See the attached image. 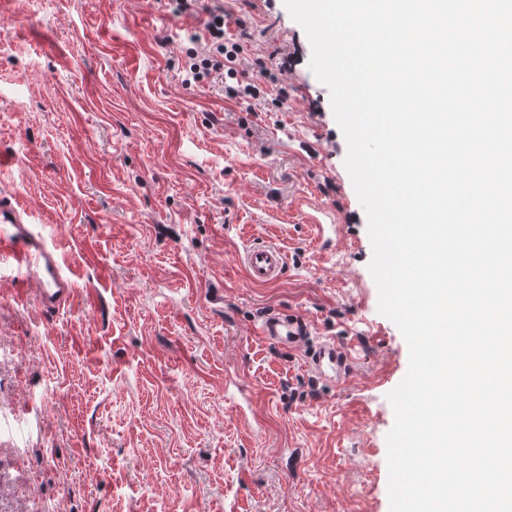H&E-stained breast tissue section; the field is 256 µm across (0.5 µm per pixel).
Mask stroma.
I'll list each match as a JSON object with an SVG mask.
<instances>
[{
    "label": "stroma",
    "instance_id": "1",
    "mask_svg": "<svg viewBox=\"0 0 512 512\" xmlns=\"http://www.w3.org/2000/svg\"><path fill=\"white\" fill-rule=\"evenodd\" d=\"M220 6L263 98L185 84ZM247 28L239 30L236 19ZM284 0H13L0 14V196L44 225L78 295L0 278V512H390L387 395L409 350L378 311L366 213ZM287 99H280L279 88ZM283 247L275 283L240 256ZM297 312L353 348L324 384L257 334Z\"/></svg>",
    "mask_w": 512,
    "mask_h": 512
}]
</instances>
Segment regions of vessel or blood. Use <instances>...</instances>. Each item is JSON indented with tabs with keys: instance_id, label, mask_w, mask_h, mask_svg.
Masks as SVG:
<instances>
[{
	"instance_id": "1",
	"label": "vessel or blood",
	"mask_w": 512,
	"mask_h": 512,
	"mask_svg": "<svg viewBox=\"0 0 512 512\" xmlns=\"http://www.w3.org/2000/svg\"><path fill=\"white\" fill-rule=\"evenodd\" d=\"M54 251L42 229L31 224L27 210L9 201L0 203V260L22 271V288H35L39 305L50 313L73 305L76 299ZM242 262L251 283L267 284L280 279L287 254L277 244L258 243L244 250ZM258 334L271 343L298 348L306 344L310 331L301 315L272 311L259 325ZM307 367L316 378L337 381L349 374L352 358L336 341L325 340L313 349Z\"/></svg>"
}]
</instances>
